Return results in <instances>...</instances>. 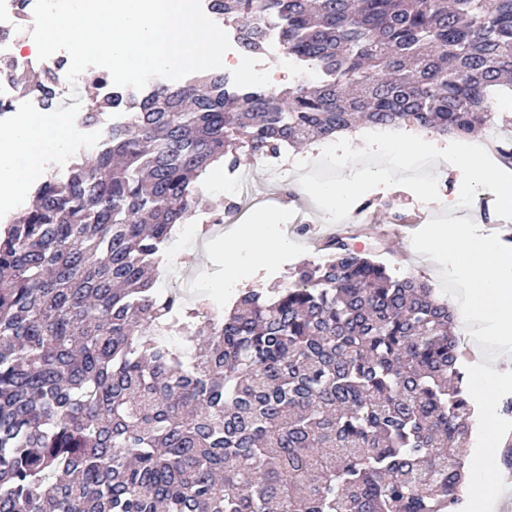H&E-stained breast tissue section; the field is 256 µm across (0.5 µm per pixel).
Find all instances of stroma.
<instances>
[{
    "label": "stroma",
    "instance_id": "stroma-1",
    "mask_svg": "<svg viewBox=\"0 0 512 512\" xmlns=\"http://www.w3.org/2000/svg\"><path fill=\"white\" fill-rule=\"evenodd\" d=\"M197 187L204 197V205L191 218L195 229H202L206 221L223 217L227 210V196L223 177L214 169H207L197 180ZM311 198L302 188L291 190L290 201H277L274 208H250L246 221L265 216L273 221L272 238L277 242L273 253L247 251L233 254L224 249V236L211 235L200 243L177 241L167 251V263L157 285L162 292L177 293L184 284H191L192 301L232 298L248 285L285 284L292 280L295 269L305 262H317L324 258L322 243L331 233H346V226L329 223L322 210H315L312 224H294V215L309 207ZM358 206L378 213L375 224H359L354 233L359 250L378 256L393 272L412 274L427 281L432 288H439L440 264L427 256L417 254L412 246L416 225L409 219L424 204L407 188L395 186L376 188L357 201ZM405 216V223H395V216ZM467 374L490 373L494 383L492 395L475 390L474 397L480 411L499 409L501 403L512 398V365H492L482 355L466 354Z\"/></svg>",
    "mask_w": 512,
    "mask_h": 512
}]
</instances>
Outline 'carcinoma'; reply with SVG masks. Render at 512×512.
<instances>
[{"label":"carcinoma","instance_id":"carcinoma-1","mask_svg":"<svg viewBox=\"0 0 512 512\" xmlns=\"http://www.w3.org/2000/svg\"><path fill=\"white\" fill-rule=\"evenodd\" d=\"M301 77L222 73L116 106L91 164L46 177L0 235V512H461L476 417L454 313L340 235L290 287L186 310L157 288L194 181L360 125L465 138L512 124V0H211ZM19 92H49L0 60ZM184 357L168 340L173 317ZM254 22L256 29L262 35L265 48L271 51L270 59L275 63L285 65L287 58L280 54L279 27L271 15L268 12L261 11L256 14ZM266 49L261 53L247 57L240 54L236 69L228 77L230 84L236 87L259 86L271 91H280L287 87L288 83L298 79L300 75L293 67L288 65L278 68L274 67L273 62L268 59ZM265 66H270L272 70L271 76L274 82L269 85L258 78L259 69Z\"/></svg>","mask_w":512,"mask_h":512}]
</instances>
